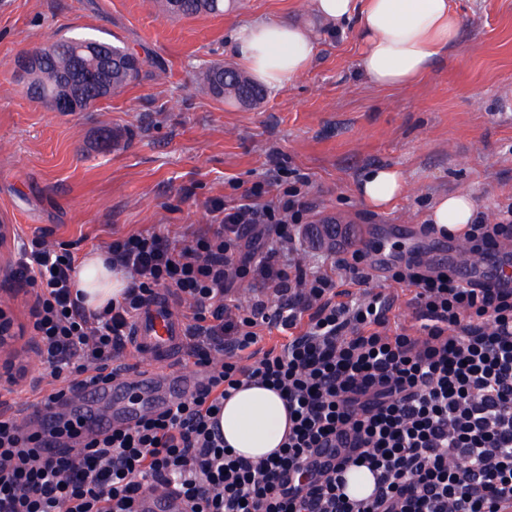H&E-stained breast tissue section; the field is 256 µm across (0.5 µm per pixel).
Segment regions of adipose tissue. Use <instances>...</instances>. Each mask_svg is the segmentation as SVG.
Wrapping results in <instances>:
<instances>
[{
  "mask_svg": "<svg viewBox=\"0 0 512 512\" xmlns=\"http://www.w3.org/2000/svg\"><path fill=\"white\" fill-rule=\"evenodd\" d=\"M313 12L333 26L357 19L364 45L358 68L379 88L400 87L416 80L452 45L460 20L449 0H312ZM236 56L253 77L276 90L302 73L316 53L307 26L279 20H255L234 30ZM402 174L390 167L369 172L358 186L361 198L386 208L404 192ZM476 218V204L467 193L441 197L428 213L429 223L459 234ZM128 284L125 275L104 262L99 251L83 253L76 263L75 287L86 308L96 309L119 298ZM224 442L237 454L259 459L279 448L288 430V414L280 396L251 386L224 403L220 422Z\"/></svg>",
  "mask_w": 512,
  "mask_h": 512,
  "instance_id": "ef3b65f1",
  "label": "adipose tissue"
}]
</instances>
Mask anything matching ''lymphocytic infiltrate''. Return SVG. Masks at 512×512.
Masks as SVG:
<instances>
[{"label":"lymphocytic infiltrate","mask_w":512,"mask_h":512,"mask_svg":"<svg viewBox=\"0 0 512 512\" xmlns=\"http://www.w3.org/2000/svg\"><path fill=\"white\" fill-rule=\"evenodd\" d=\"M304 185L269 200L255 183L190 235L103 243L129 282L99 310L72 292L73 243L42 229L20 237L10 278L34 296L50 376L38 407L108 381L136 316L164 291L201 380L165 411L92 438L60 422L56 454L29 423L0 416V512H138L139 498L171 489L190 512H512V289L394 264L392 279L414 291L413 323L391 324L394 300L371 290L364 250L338 252L330 273L299 258L293 232L313 208ZM464 240L475 258L511 243L512 203ZM340 273L361 298L340 289ZM266 329L280 336L267 348ZM248 385L288 411L281 447L256 461L226 448L219 428L225 398ZM352 467L373 477L364 498L347 492Z\"/></svg>","instance_id":"1"}]
</instances>
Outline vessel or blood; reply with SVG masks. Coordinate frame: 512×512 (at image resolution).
Here are the masks:
<instances>
[{
	"label": "vessel or blood",
	"instance_id": "b4317fda",
	"mask_svg": "<svg viewBox=\"0 0 512 512\" xmlns=\"http://www.w3.org/2000/svg\"><path fill=\"white\" fill-rule=\"evenodd\" d=\"M457 240L438 243L435 248L441 261L458 265L463 279L495 283L508 287L512 279L498 273L502 256L485 255L480 261L459 265ZM184 326L170 303L157 300L147 305L137 317L129 347L138 358L149 361L146 369L130 370L125 362H117L118 374L105 384L81 392V405L70 407V419L80 421L83 435L110 426L132 424L149 412H160L184 398L196 387L199 377L174 371L172 365L180 356ZM183 499L174 494L145 497L141 512H186Z\"/></svg>",
	"mask_w": 512,
	"mask_h": 512
}]
</instances>
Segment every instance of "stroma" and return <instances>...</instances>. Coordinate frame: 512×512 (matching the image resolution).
<instances>
[{
  "instance_id": "stroma-1",
  "label": "stroma",
  "mask_w": 512,
  "mask_h": 512,
  "mask_svg": "<svg viewBox=\"0 0 512 512\" xmlns=\"http://www.w3.org/2000/svg\"><path fill=\"white\" fill-rule=\"evenodd\" d=\"M450 3L461 19L454 49L418 82L379 89L358 71L354 27L323 25L311 0H238L234 11L195 18L162 15L150 0H0V225L40 228L82 252L152 227L189 233L212 223L211 200L273 181V149L309 180L307 223L344 225L367 252L426 248L421 227L444 194L469 193L494 218L512 202V0ZM254 18L310 25L315 57L255 105L216 100L197 73L215 61L240 67L231 33ZM75 34L121 41L166 77L143 73L87 112L52 111L14 81L12 64ZM116 129L120 141L104 149ZM376 166L406 183L385 209L356 189ZM15 253L14 240L0 244V305L20 323L33 298L7 277ZM0 361L21 371L18 382H0L21 402L47 373L22 336L8 339Z\"/></svg>"
}]
</instances>
